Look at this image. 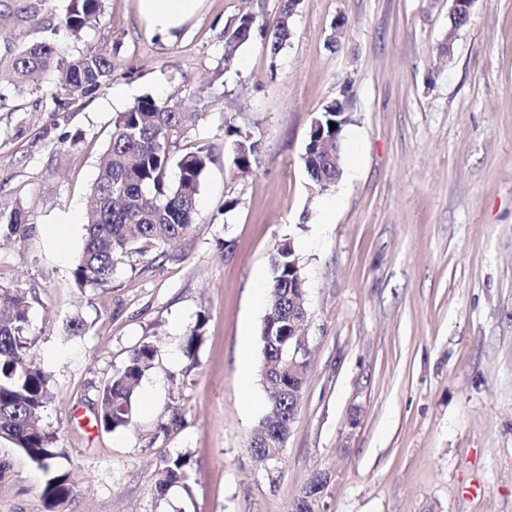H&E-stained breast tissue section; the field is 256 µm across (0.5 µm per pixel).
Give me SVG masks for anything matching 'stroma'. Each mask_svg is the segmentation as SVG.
<instances>
[{
	"label": "stroma",
	"mask_w": 512,
	"mask_h": 512,
	"mask_svg": "<svg viewBox=\"0 0 512 512\" xmlns=\"http://www.w3.org/2000/svg\"><path fill=\"white\" fill-rule=\"evenodd\" d=\"M280 0H204L161 41L134 0H104L96 27L56 29L67 0H0V74L25 44L114 52L119 77L55 111L56 76L0 101V211L22 208L23 239L0 242V285L23 289L32 354L50 376L44 420L72 494L62 512H292L330 473L322 512H512V0H476L450 57L448 0H301L278 59L262 38L224 63V28ZM181 98L212 161L198 218L176 247L74 282L83 223L115 113ZM340 99L339 183L311 195L301 155L312 120ZM259 143L231 179L224 123ZM239 205L225 211L228 195ZM291 240L306 279L310 366L275 471L248 444L267 405L258 375L260 288ZM205 316L195 359L184 340ZM89 325L69 335L72 318ZM157 355L128 428L98 427L104 381L131 350ZM357 426H350L352 408ZM193 477L155 493L160 460ZM0 512H45V474L0 439Z\"/></svg>",
	"instance_id": "1"
}]
</instances>
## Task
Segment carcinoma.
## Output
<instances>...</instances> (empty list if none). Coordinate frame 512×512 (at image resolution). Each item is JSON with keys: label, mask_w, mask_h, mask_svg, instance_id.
<instances>
[{"label": "carcinoma", "mask_w": 512, "mask_h": 512, "mask_svg": "<svg viewBox=\"0 0 512 512\" xmlns=\"http://www.w3.org/2000/svg\"><path fill=\"white\" fill-rule=\"evenodd\" d=\"M289 0L273 22L246 12L224 28V61L230 62L239 50L260 34L266 38L272 59L288 45V29L294 16L288 14ZM103 15V0H69L59 27L78 38L95 27ZM12 91L20 93L38 85L50 69L58 73L65 100L52 102L66 106L90 98L117 74L112 55L88 51L70 59L50 39L24 45L9 64ZM346 111L342 100L327 102L316 119L325 133L332 134L330 123L336 113ZM189 132L181 102L174 98L156 99L146 95L130 108L116 114L112 135L99 157L98 175L86 212V236L82 250L74 259L73 277L82 287L106 282L117 265L142 254L148 248L164 249L185 240L198 215V196L210 155L191 145L174 154L177 141ZM225 162L231 175L247 173L257 163L258 142L241 135L231 120L224 122ZM309 180L332 177L328 162L317 164L301 156ZM27 230L24 211H0V236H22ZM298 262L288 251V241L276 245L272 256V277L268 284L267 312L260 330L263 356L278 363V368L260 373L267 394L266 413L255 440L259 454L265 438L284 444L288 441V413L294 407L288 393V316L293 305L288 300L290 264ZM0 437L22 451L49 475L42 490L47 512L65 503L71 494L69 473L57 466L55 433L43 419L48 400L49 376L31 356L30 320L25 299L17 289L0 286ZM205 318L199 317L186 338L187 356H194L202 338ZM157 350L150 344L133 349L124 366L109 376L99 390L95 422L112 432L130 424L133 405L145 372ZM186 454L167 457L159 465L155 488L161 495L188 479Z\"/></svg>", "instance_id": "carcinoma-1"}]
</instances>
